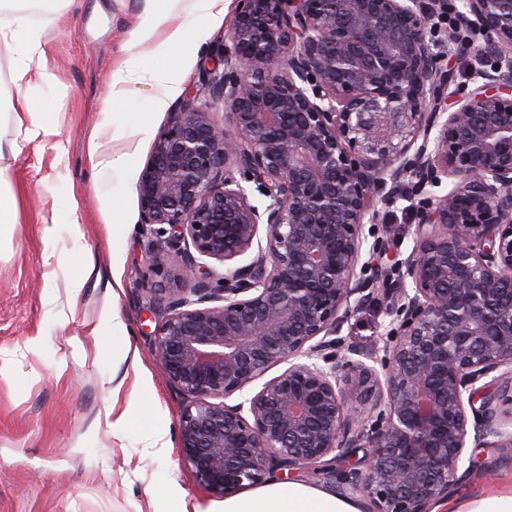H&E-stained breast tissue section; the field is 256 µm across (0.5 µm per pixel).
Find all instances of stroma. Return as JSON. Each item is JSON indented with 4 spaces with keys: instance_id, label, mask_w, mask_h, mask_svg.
Wrapping results in <instances>:
<instances>
[{
    "instance_id": "35a3bbf8",
    "label": "stroma",
    "mask_w": 512,
    "mask_h": 512,
    "mask_svg": "<svg viewBox=\"0 0 512 512\" xmlns=\"http://www.w3.org/2000/svg\"><path fill=\"white\" fill-rule=\"evenodd\" d=\"M146 0H76L56 13L27 10L42 28L50 81L25 93L53 129L36 145L0 120V156L19 222L0 245V512H213L222 498L200 485L178 446L145 447L150 428L176 429L182 393L159 373L152 348L162 316L150 307L148 238L137 182L170 110L154 100L156 76L180 68V93L197 84L233 18L179 11L189 40L164 33L130 44ZM146 71L113 96L110 75L125 63ZM100 151L130 153L126 177L93 175L90 135ZM377 232L391 267L411 250L412 213L404 201L379 205ZM389 300L375 291L344 322L347 344L371 354L382 345ZM120 325H113V317ZM123 382L112 396V379ZM132 405L124 438L113 437L112 404ZM471 466L454 500L512 488V459L494 448H466Z\"/></svg>"
}]
</instances>
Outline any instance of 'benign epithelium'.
Wrapping results in <instances>:
<instances>
[{"label":"benign epithelium","instance_id":"obj_1","mask_svg":"<svg viewBox=\"0 0 512 512\" xmlns=\"http://www.w3.org/2000/svg\"><path fill=\"white\" fill-rule=\"evenodd\" d=\"M471 54L469 90L443 62ZM137 191L153 347L212 493L306 472L368 512H432L468 437L512 450L493 394L512 392V0H237ZM378 195L417 218L395 281L363 259ZM367 271L393 304L366 362L338 333L372 298Z\"/></svg>","mask_w":512,"mask_h":512}]
</instances>
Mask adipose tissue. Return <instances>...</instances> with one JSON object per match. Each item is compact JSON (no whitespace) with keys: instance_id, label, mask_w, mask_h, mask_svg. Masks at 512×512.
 Instances as JSON below:
<instances>
[{"instance_id":"adipose-tissue-1","label":"adipose tissue","mask_w":512,"mask_h":512,"mask_svg":"<svg viewBox=\"0 0 512 512\" xmlns=\"http://www.w3.org/2000/svg\"><path fill=\"white\" fill-rule=\"evenodd\" d=\"M30 0H0V43L11 45L16 53L13 80L16 85L30 84L33 80H47V71L32 73L28 59L39 52L43 32L33 27L24 15ZM182 0H166L165 9L148 10L129 37L142 42L153 37L158 30H165L169 45L184 43L183 26L170 25ZM221 512H362L361 504L335 492L308 484L270 482L261 487L245 490L226 497Z\"/></svg>"}]
</instances>
